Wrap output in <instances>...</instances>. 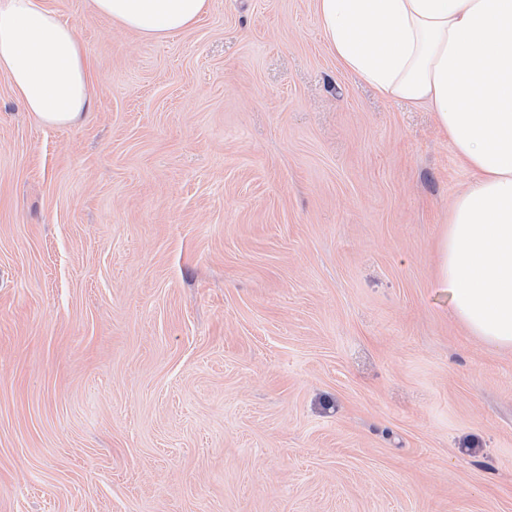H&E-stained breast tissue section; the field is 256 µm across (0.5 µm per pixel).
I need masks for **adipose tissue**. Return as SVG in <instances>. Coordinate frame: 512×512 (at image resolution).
I'll list each match as a JSON object with an SVG mask.
<instances>
[{
	"label": "adipose tissue",
	"instance_id": "1",
	"mask_svg": "<svg viewBox=\"0 0 512 512\" xmlns=\"http://www.w3.org/2000/svg\"><path fill=\"white\" fill-rule=\"evenodd\" d=\"M151 40L192 29L210 0H92ZM326 49L389 100L429 106L471 175L439 241L452 315L512 349V0H315ZM0 73L42 125L88 108L93 77L72 25L44 0H0Z\"/></svg>",
	"mask_w": 512,
	"mask_h": 512
}]
</instances>
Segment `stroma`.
Instances as JSON below:
<instances>
[{
	"label": "stroma",
	"mask_w": 512,
	"mask_h": 512,
	"mask_svg": "<svg viewBox=\"0 0 512 512\" xmlns=\"http://www.w3.org/2000/svg\"><path fill=\"white\" fill-rule=\"evenodd\" d=\"M91 61L45 127L0 74V512H512V350L451 315L469 181L430 110L325 48L314 0Z\"/></svg>",
	"instance_id": "35a3bbf8"
}]
</instances>
